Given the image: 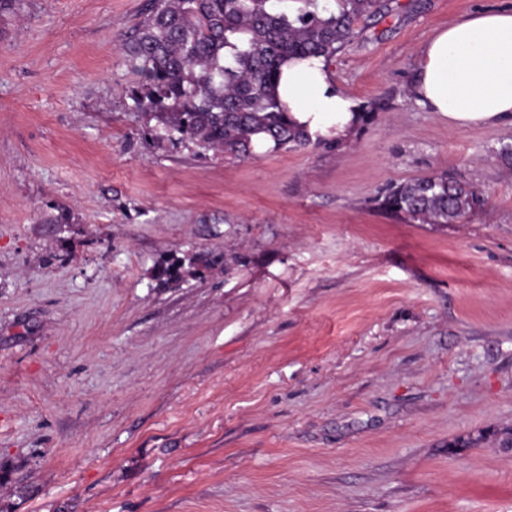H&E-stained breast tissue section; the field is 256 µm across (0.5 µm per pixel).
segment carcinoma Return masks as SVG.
Listing matches in <instances>:
<instances>
[{
  "mask_svg": "<svg viewBox=\"0 0 512 512\" xmlns=\"http://www.w3.org/2000/svg\"><path fill=\"white\" fill-rule=\"evenodd\" d=\"M387 0H151L124 51L143 83L130 91L133 111L154 122L149 134L190 141L202 152L247 158L255 148L307 147L311 141L271 94L281 64L328 59L355 36V24L388 13ZM383 207L423 224H456L483 204L460 180L419 178L392 189ZM167 288L183 262L156 261Z\"/></svg>",
  "mask_w": 512,
  "mask_h": 512,
  "instance_id": "cac0c4a2",
  "label": "carcinoma"
}]
</instances>
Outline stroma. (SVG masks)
<instances>
[{
  "mask_svg": "<svg viewBox=\"0 0 512 512\" xmlns=\"http://www.w3.org/2000/svg\"><path fill=\"white\" fill-rule=\"evenodd\" d=\"M147 2L0 0V512H512V448L448 446L512 427V126L409 93L512 0H393L329 61L350 138L247 159L131 111ZM439 175L484 209L381 207ZM382 204L423 224H456L474 214L484 199L471 185L441 175L401 184L384 196ZM153 277L158 287L167 288L173 281L183 277V262L174 258H161L155 263Z\"/></svg>",
  "mask_w": 512,
  "mask_h": 512,
  "instance_id": "1",
  "label": "stroma"
}]
</instances>
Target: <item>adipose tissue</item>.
Instances as JSON below:
<instances>
[{"label": "adipose tissue", "mask_w": 512, "mask_h": 512, "mask_svg": "<svg viewBox=\"0 0 512 512\" xmlns=\"http://www.w3.org/2000/svg\"><path fill=\"white\" fill-rule=\"evenodd\" d=\"M410 92L456 126L512 125V10L472 13L436 32L419 51ZM275 93L314 142L347 140L361 111L321 56L284 62Z\"/></svg>", "instance_id": "adipose-tissue-1"}]
</instances>
